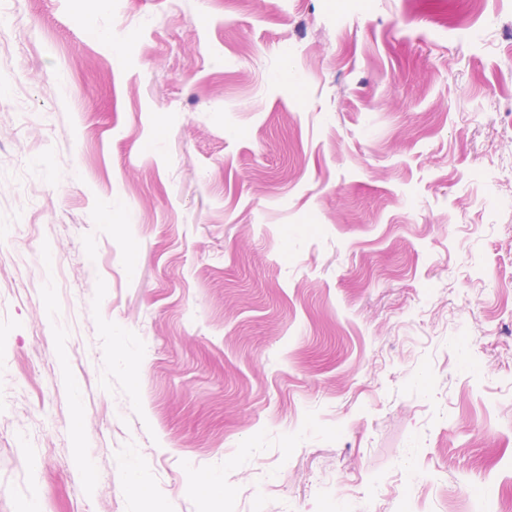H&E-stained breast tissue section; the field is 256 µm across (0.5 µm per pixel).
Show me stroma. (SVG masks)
I'll list each match as a JSON object with an SVG mask.
<instances>
[{
	"mask_svg": "<svg viewBox=\"0 0 512 512\" xmlns=\"http://www.w3.org/2000/svg\"><path fill=\"white\" fill-rule=\"evenodd\" d=\"M418 491L512 498V0H0V512Z\"/></svg>",
	"mask_w": 512,
	"mask_h": 512,
	"instance_id": "35a3bbf8",
	"label": "stroma"
}]
</instances>
